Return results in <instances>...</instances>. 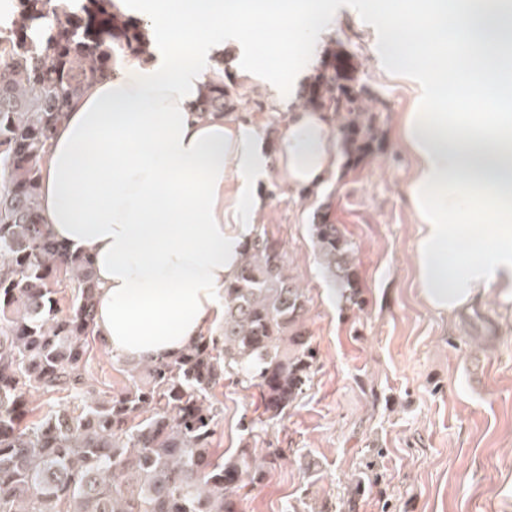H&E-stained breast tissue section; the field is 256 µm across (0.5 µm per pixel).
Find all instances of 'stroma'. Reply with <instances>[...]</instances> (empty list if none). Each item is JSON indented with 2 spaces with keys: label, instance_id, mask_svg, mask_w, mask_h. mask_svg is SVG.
<instances>
[{
  "label": "stroma",
  "instance_id": "35a3bbf8",
  "mask_svg": "<svg viewBox=\"0 0 512 512\" xmlns=\"http://www.w3.org/2000/svg\"><path fill=\"white\" fill-rule=\"evenodd\" d=\"M333 21L334 42L359 63L383 147L363 169L331 174L307 194L275 178L266 184L256 221L282 242L290 275L310 291L319 361L310 388L278 421L264 420L255 390L215 388L223 413L214 445L286 451L242 512H331L368 463L378 480L356 512H512V319L494 300L452 316L424 304L406 195L414 157L399 134L422 88L383 67L377 33L356 10L339 7ZM259 38L277 45L273 28L227 25L230 74ZM227 111L250 119L270 146L284 128L282 113L266 111L262 94L238 81ZM324 204L356 245L363 310L346 309L316 263L309 226ZM245 417L253 433L242 430Z\"/></svg>",
  "mask_w": 512,
  "mask_h": 512
}]
</instances>
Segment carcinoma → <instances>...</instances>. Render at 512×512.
Masks as SVG:
<instances>
[{"mask_svg":"<svg viewBox=\"0 0 512 512\" xmlns=\"http://www.w3.org/2000/svg\"><path fill=\"white\" fill-rule=\"evenodd\" d=\"M14 0L0 27V512H240L244 490L284 458L267 448L224 456L213 447L212 390L229 380L258 390L270 420L310 388L318 353L307 329L311 298L288 274L282 243L258 225L224 286L219 334L180 354L132 365L111 394L89 372L98 285L91 261L47 230L42 159L53 129L119 56L147 46L112 0ZM349 58L330 49L303 104L332 114L345 171L375 156L378 115L353 84ZM201 108L224 112V80ZM318 261L342 302L363 309L354 243L327 211L310 225ZM64 393L70 406L34 404ZM374 486L372 464L349 502Z\"/></svg>","mask_w":512,"mask_h":512,"instance_id":"cac0c4a2","label":"carcinoma"}]
</instances>
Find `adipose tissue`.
Returning a JSON list of instances; mask_svg holds the SVG:
<instances>
[{
  "label": "adipose tissue",
  "instance_id": "1",
  "mask_svg": "<svg viewBox=\"0 0 512 512\" xmlns=\"http://www.w3.org/2000/svg\"><path fill=\"white\" fill-rule=\"evenodd\" d=\"M143 17L148 54L116 60L57 126L42 163L40 215L89 256L96 330L107 349L146 362L195 341L224 310L243 242L264 208L269 174L319 189L336 170L327 113L289 111V92L254 44L240 69L287 120L273 151L256 129L204 113L224 74V25L275 21L281 41L311 46L324 18L313 0H114ZM400 135L416 159L408 187L420 216L414 263L429 308L451 315L493 294L512 305L511 112H410Z\"/></svg>",
  "mask_w": 512,
  "mask_h": 512
}]
</instances>
